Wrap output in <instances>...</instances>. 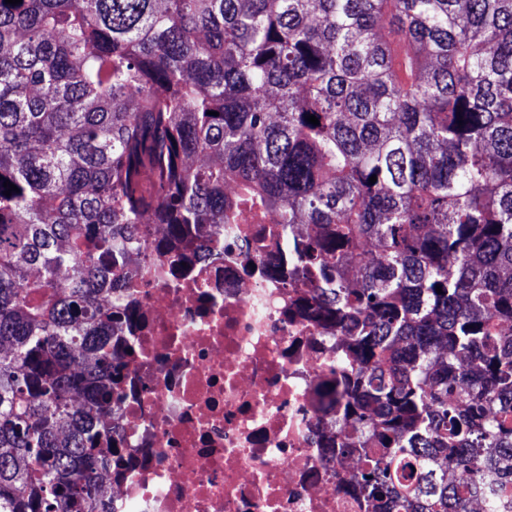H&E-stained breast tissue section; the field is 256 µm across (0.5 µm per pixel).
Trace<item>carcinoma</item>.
Returning a JSON list of instances; mask_svg holds the SVG:
<instances>
[{"label": "carcinoma", "instance_id": "cac0c4a2", "mask_svg": "<svg viewBox=\"0 0 512 512\" xmlns=\"http://www.w3.org/2000/svg\"><path fill=\"white\" fill-rule=\"evenodd\" d=\"M245 212L313 226L364 496L512 512V0H0V512L107 498L131 239Z\"/></svg>", "mask_w": 512, "mask_h": 512}]
</instances>
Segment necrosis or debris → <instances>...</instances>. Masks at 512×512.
<instances>
[{"mask_svg":"<svg viewBox=\"0 0 512 512\" xmlns=\"http://www.w3.org/2000/svg\"><path fill=\"white\" fill-rule=\"evenodd\" d=\"M159 237L112 292L132 352L105 416L123 455L111 512H372L323 393L343 338L290 277L275 216L202 228L186 256Z\"/></svg>","mask_w":512,"mask_h":512,"instance_id":"necrosis-or-debris-1","label":"necrosis or debris"}]
</instances>
